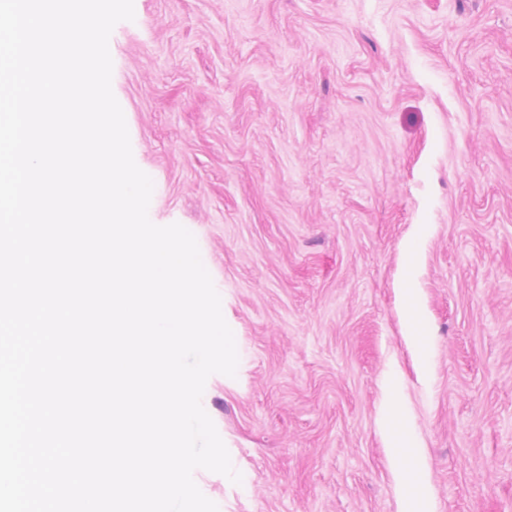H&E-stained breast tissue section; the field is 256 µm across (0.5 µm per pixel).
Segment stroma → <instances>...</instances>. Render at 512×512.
<instances>
[{"instance_id": "35a3bbf8", "label": "stroma", "mask_w": 512, "mask_h": 512, "mask_svg": "<svg viewBox=\"0 0 512 512\" xmlns=\"http://www.w3.org/2000/svg\"><path fill=\"white\" fill-rule=\"evenodd\" d=\"M112 90L150 220L195 236L239 356L202 405L219 512H512V0H134ZM413 279L429 338L407 336ZM404 292L407 316L410 321V336H408V340L417 348L420 356L421 367L425 370L427 365V336L423 332L420 324V310L416 298V289L412 287L410 282H406L404 285ZM383 429L393 455L404 460L397 478L405 491V512H434L430 491L422 479L421 448L410 431L409 419L401 403L400 381L394 374L386 378V402L381 409Z\"/></svg>"}]
</instances>
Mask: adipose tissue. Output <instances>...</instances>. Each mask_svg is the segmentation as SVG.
Wrapping results in <instances>:
<instances>
[{
    "label": "adipose tissue",
    "instance_id": "obj_1",
    "mask_svg": "<svg viewBox=\"0 0 512 512\" xmlns=\"http://www.w3.org/2000/svg\"><path fill=\"white\" fill-rule=\"evenodd\" d=\"M382 426L390 440L393 455L404 465L397 478L405 491L404 512H434L430 491L422 479L421 448L414 440L406 410L401 403L400 381L386 378V402L381 409Z\"/></svg>",
    "mask_w": 512,
    "mask_h": 512
}]
</instances>
